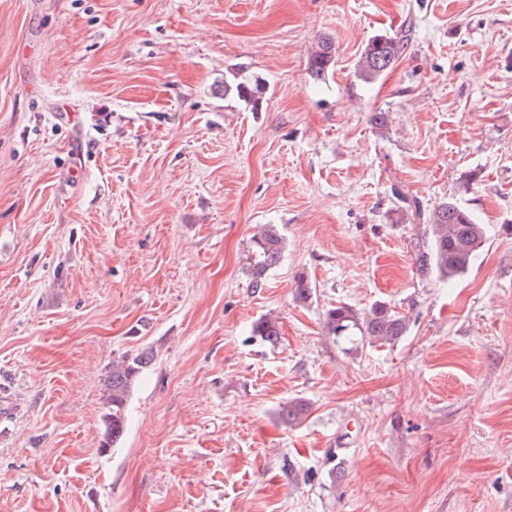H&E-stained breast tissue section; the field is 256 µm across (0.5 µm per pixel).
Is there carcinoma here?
I'll list each match as a JSON object with an SVG mask.
<instances>
[{
	"instance_id": "carcinoma-1",
	"label": "carcinoma",
	"mask_w": 512,
	"mask_h": 512,
	"mask_svg": "<svg viewBox=\"0 0 512 512\" xmlns=\"http://www.w3.org/2000/svg\"><path fill=\"white\" fill-rule=\"evenodd\" d=\"M407 45L401 35H377L364 47L359 61L358 76L371 83L384 76L399 60ZM334 65V48L323 41L311 53L308 61L310 74L325 78ZM394 198L401 207L411 212L413 221L426 225L427 248L415 255V268L419 278L434 276L439 281L450 282L465 274L482 251L487 241L485 225L478 223L465 209L453 201H445L430 211L407 192L396 189ZM285 238L272 224L264 226L255 235L254 259L250 265L251 283L255 288L264 285L267 272L282 258ZM409 320L384 304H376L364 313L340 305L325 313L324 328L329 336H359L361 341L373 346L393 345L408 332ZM253 334L263 340L275 341L280 336L277 321L265 319L256 323ZM153 352L142 351L112 361L105 378L103 420L106 427V443H115L125 430V408L135 384L143 370L152 362ZM307 404L294 399L287 402L280 415L285 423L302 418Z\"/></svg>"
}]
</instances>
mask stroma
<instances>
[{
  "instance_id": "35a3bbf8",
  "label": "stroma",
  "mask_w": 512,
  "mask_h": 512,
  "mask_svg": "<svg viewBox=\"0 0 512 512\" xmlns=\"http://www.w3.org/2000/svg\"><path fill=\"white\" fill-rule=\"evenodd\" d=\"M395 185L486 226L456 281L418 278ZM377 302L394 345L326 335ZM2 406L0 512H512V0H0ZM407 35H377L364 47L358 76L371 83L384 76L399 60L407 45ZM334 65V48L331 42L318 43L308 61L310 74L317 79L325 78ZM254 259L250 265L251 283L261 288L267 272L282 258L285 238L275 225L267 224L259 234L254 236ZM152 351L126 355L112 361L107 367L105 378L103 420L106 427V444L115 443L125 430V408L135 384L143 370L153 360Z\"/></svg>"
}]
</instances>
